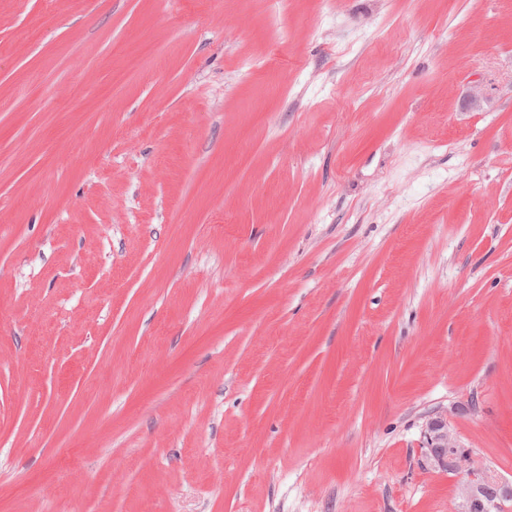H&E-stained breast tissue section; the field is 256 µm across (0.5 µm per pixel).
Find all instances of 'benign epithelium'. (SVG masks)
Masks as SVG:
<instances>
[{
  "instance_id": "7a95c632",
  "label": "benign epithelium",
  "mask_w": 512,
  "mask_h": 512,
  "mask_svg": "<svg viewBox=\"0 0 512 512\" xmlns=\"http://www.w3.org/2000/svg\"><path fill=\"white\" fill-rule=\"evenodd\" d=\"M425 462L428 466L448 472H466L474 476L466 485L468 512H500L501 505L512 501V483L486 480L472 468V458L448 432V421L431 420L425 430Z\"/></svg>"
}]
</instances>
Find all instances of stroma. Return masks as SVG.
Masks as SVG:
<instances>
[{
	"label": "stroma",
	"mask_w": 512,
	"mask_h": 512,
	"mask_svg": "<svg viewBox=\"0 0 512 512\" xmlns=\"http://www.w3.org/2000/svg\"><path fill=\"white\" fill-rule=\"evenodd\" d=\"M437 417L512 481V0H0V512H467Z\"/></svg>",
	"instance_id": "1"
}]
</instances>
